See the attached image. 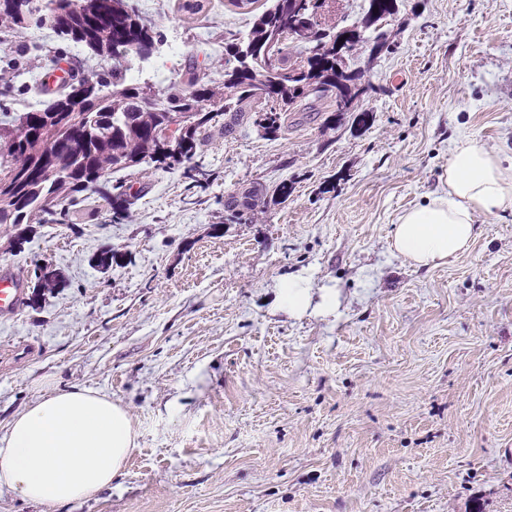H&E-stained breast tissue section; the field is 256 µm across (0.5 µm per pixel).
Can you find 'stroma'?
<instances>
[{"label":"stroma","instance_id":"stroma-1","mask_svg":"<svg viewBox=\"0 0 512 512\" xmlns=\"http://www.w3.org/2000/svg\"><path fill=\"white\" fill-rule=\"evenodd\" d=\"M139 2L179 52L129 57L128 77L222 87L224 34L253 14ZM398 4L392 50L351 60L372 85L356 111L214 131L200 187L179 168L112 173L128 221L90 194L24 240L0 226V267L26 288L42 263L66 279L0 319V434L46 378L128 407L137 433L96 499L0 488V512H512V215L480 218L433 269L390 248L399 215L446 189L457 140L512 157V0ZM257 187L238 223L227 200ZM301 274L335 311L279 304Z\"/></svg>","mask_w":512,"mask_h":512}]
</instances>
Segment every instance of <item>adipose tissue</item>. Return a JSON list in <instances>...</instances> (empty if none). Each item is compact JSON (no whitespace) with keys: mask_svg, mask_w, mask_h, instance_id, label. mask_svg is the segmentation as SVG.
<instances>
[{"mask_svg":"<svg viewBox=\"0 0 512 512\" xmlns=\"http://www.w3.org/2000/svg\"><path fill=\"white\" fill-rule=\"evenodd\" d=\"M512 214V166L473 138L457 141L448 161V188L401 214L392 249L417 267H436L469 250L478 217ZM309 277L297 275L279 289L281 306L305 312L318 302L336 308L332 292L312 296ZM136 446L128 408L79 387L49 388L14 414L0 435V487L39 504L95 497L112 484Z\"/></svg>","mask_w":512,"mask_h":512,"instance_id":"obj_1","label":"adipose tissue"}]
</instances>
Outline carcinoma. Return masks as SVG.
<instances>
[{"label":"carcinoma","instance_id":"1","mask_svg":"<svg viewBox=\"0 0 512 512\" xmlns=\"http://www.w3.org/2000/svg\"><path fill=\"white\" fill-rule=\"evenodd\" d=\"M106 0H0V43L34 25L48 29L66 43L77 57H94L111 63L103 73L79 72L74 85L50 104L39 100L38 109L18 116L3 113L0 131L12 125L8 140H0V159L14 145H24L35 162L16 179V199L0 208V224H10L20 238L27 224H61L62 203L94 193L112 208V219L131 217L126 192L110 184L114 171L148 164L156 169L186 165L187 178L205 176L196 158L204 151L216 118L224 117V132L245 121L270 135L285 128L288 113L315 99L339 107L336 88L343 87L346 111L360 99L362 76L336 74V43L352 50L364 47L356 30L375 32L373 47L390 49L381 23L398 13L397 0H367L360 26L333 25L309 30L307 39L294 36V23L309 18L317 9L314 0H274L255 15L245 34L224 37V102L193 71L165 86L126 80L125 63L132 54L146 55L158 42L156 24L140 11L136 0L110 13ZM41 47H33L39 64L23 70L0 69V83L14 84L28 74L36 78L42 68ZM96 94H79L86 83ZM266 107L255 110L258 103ZM184 119L185 134L165 142L166 127ZM227 207L240 220L250 213L251 196L230 201Z\"/></svg>","mask_w":512,"mask_h":512}]
</instances>
